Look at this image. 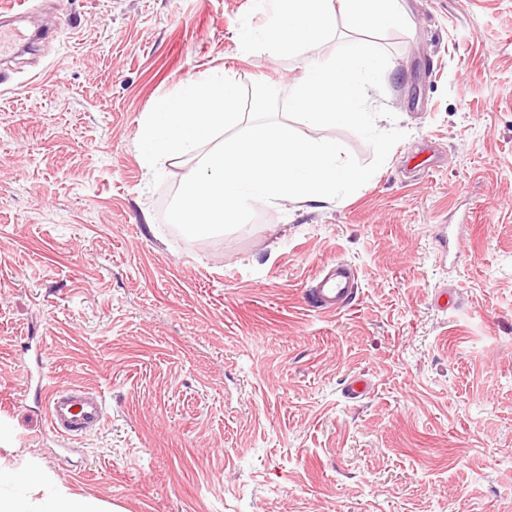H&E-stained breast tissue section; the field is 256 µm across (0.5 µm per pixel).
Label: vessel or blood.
<instances>
[{"label": "vessel or blood", "instance_id": "1", "mask_svg": "<svg viewBox=\"0 0 512 512\" xmlns=\"http://www.w3.org/2000/svg\"><path fill=\"white\" fill-rule=\"evenodd\" d=\"M356 288L355 268L339 262L318 272L313 296L321 310L338 312L350 304ZM39 390L45 402L49 430L63 443L86 437L98 430L107 418V405L101 393L56 386L46 376L41 377Z\"/></svg>", "mask_w": 512, "mask_h": 512}]
</instances>
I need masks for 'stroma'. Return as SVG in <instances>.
I'll return each instance as SVG.
<instances>
[{
	"mask_svg": "<svg viewBox=\"0 0 512 512\" xmlns=\"http://www.w3.org/2000/svg\"><path fill=\"white\" fill-rule=\"evenodd\" d=\"M12 3L1 24L52 33L0 60V464L106 512H512V0H400L403 26L339 17L290 53L242 38L275 0ZM356 38L388 52L368 100L406 133L374 176L173 234L159 201L187 167L153 185L143 113L215 72L288 93ZM336 260L358 291L323 312ZM40 369L103 393L106 423L57 445ZM313 296L317 307L326 312H338L346 308L356 296V269L345 262L322 268L316 276Z\"/></svg>",
	"mask_w": 512,
	"mask_h": 512,
	"instance_id": "obj_1",
	"label": "stroma"
}]
</instances>
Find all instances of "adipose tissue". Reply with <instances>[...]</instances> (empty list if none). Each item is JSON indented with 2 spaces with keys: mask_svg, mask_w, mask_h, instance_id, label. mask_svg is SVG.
Masks as SVG:
<instances>
[{
  "mask_svg": "<svg viewBox=\"0 0 512 512\" xmlns=\"http://www.w3.org/2000/svg\"><path fill=\"white\" fill-rule=\"evenodd\" d=\"M279 8L262 38L277 51L306 47L331 28L336 16L353 26L380 28L403 23L398 0H278ZM0 512H101L92 501L72 495L34 467H0Z\"/></svg>",
  "mask_w": 512,
  "mask_h": 512,
  "instance_id": "adipose-tissue-1",
  "label": "adipose tissue"
}]
</instances>
